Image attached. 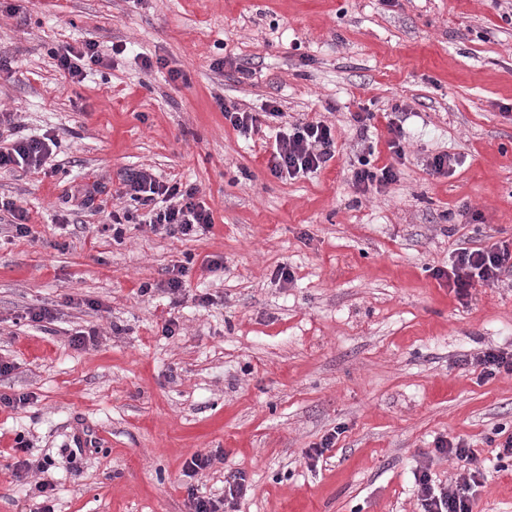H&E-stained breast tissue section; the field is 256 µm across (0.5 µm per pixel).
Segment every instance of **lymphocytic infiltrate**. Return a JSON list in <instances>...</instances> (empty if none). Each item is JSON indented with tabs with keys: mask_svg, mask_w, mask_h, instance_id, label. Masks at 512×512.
<instances>
[{
	"mask_svg": "<svg viewBox=\"0 0 512 512\" xmlns=\"http://www.w3.org/2000/svg\"><path fill=\"white\" fill-rule=\"evenodd\" d=\"M52 57L71 83H82L93 66L103 58L93 42L53 50ZM336 153V133L320 120L292 125L277 134L267 161L270 174L277 178L297 177L322 169ZM52 154L49 142L41 138L16 139L11 148L0 149V172L19 168L36 170L46 166ZM131 200L146 205L148 225L152 231L171 236H190L208 229L212 212L198 199L199 190L179 182H163L147 169L129 174L125 180ZM512 273V241L483 247L471 240H461L445 276L448 285L462 297L469 296L475 286H492L504 274ZM439 451L455 457L460 474L453 487L435 485L427 468L414 473L415 486L423 512H472V497L481 474L475 451L461 442L439 441Z\"/></svg>",
	"mask_w": 512,
	"mask_h": 512,
	"instance_id": "1",
	"label": "lymphocytic infiltrate"
}]
</instances>
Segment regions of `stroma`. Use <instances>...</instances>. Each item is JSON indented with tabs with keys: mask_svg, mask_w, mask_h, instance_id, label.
Listing matches in <instances>:
<instances>
[{
	"mask_svg": "<svg viewBox=\"0 0 512 512\" xmlns=\"http://www.w3.org/2000/svg\"><path fill=\"white\" fill-rule=\"evenodd\" d=\"M87 41L104 62L74 85L50 53ZM0 59V112L57 139L55 175L0 173L31 229L13 237L0 213V392L30 397L0 409V512H35L45 479L55 512H189V492L221 501L237 472L238 512H423L414 470L443 487L458 475L442 440L483 463L473 512H512V461L493 443L512 434V375L462 364L512 352V274L463 299L434 275L459 239L512 240V0H0ZM220 97L282 115L242 134ZM364 107L365 133L351 121ZM302 120L335 127L336 155L275 178V134ZM442 153L456 164L432 173ZM363 156L398 181L358 190ZM142 168L197 186L212 228L142 224L123 193ZM94 180L105 203L71 197ZM121 209L134 220L117 238ZM208 255L223 269L202 270ZM187 262L168 293L166 269ZM20 437L46 472L17 478ZM196 453L213 461L186 477Z\"/></svg>",
	"mask_w": 512,
	"mask_h": 512,
	"instance_id": "obj_1",
	"label": "stroma"
}]
</instances>
